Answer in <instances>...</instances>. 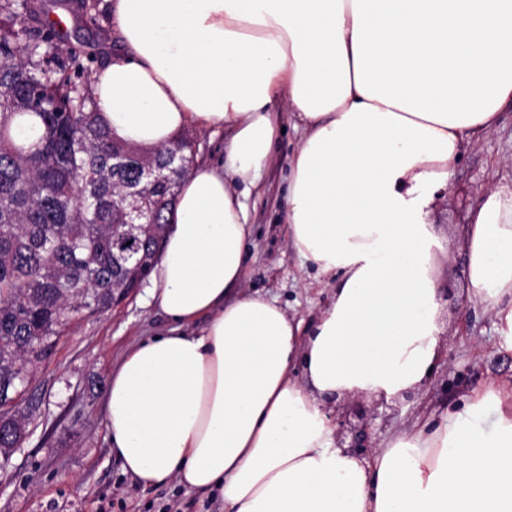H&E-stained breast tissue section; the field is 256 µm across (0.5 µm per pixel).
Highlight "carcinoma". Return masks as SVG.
Segmentation results:
<instances>
[{
  "mask_svg": "<svg viewBox=\"0 0 512 512\" xmlns=\"http://www.w3.org/2000/svg\"><path fill=\"white\" fill-rule=\"evenodd\" d=\"M33 0H0V393L35 365L76 315L106 312L153 272L169 214L195 153L187 135L143 149L118 142L100 116L95 59L33 26ZM39 132L27 148L13 125ZM32 400L0 456L21 447Z\"/></svg>",
  "mask_w": 512,
  "mask_h": 512,
  "instance_id": "cac0c4a2",
  "label": "carcinoma"
}]
</instances>
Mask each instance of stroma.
Returning <instances> with one entry per match:
<instances>
[{"instance_id":"1","label":"stroma","mask_w":512,"mask_h":512,"mask_svg":"<svg viewBox=\"0 0 512 512\" xmlns=\"http://www.w3.org/2000/svg\"><path fill=\"white\" fill-rule=\"evenodd\" d=\"M96 3L98 27L73 18L65 34L103 62L123 45L106 0ZM100 28L107 38L97 36ZM282 119L285 131L263 174V191L249 200L254 231L238 291L275 301L290 318L309 324L330 302L335 281L318 273L287 242L288 159L299 134L291 112H283ZM493 187L512 189L511 108L503 110L495 129L465 149L450 189L439 194L429 217L451 234L442 276L452 288L442 315L448 361L437 365L412 398L389 401L371 431L372 445L461 404L467 389L490 381L512 382V353L500 350L492 313L475 301L467 314L457 312L468 292L458 229ZM169 327L147 288L141 287L100 315L73 319L56 337L29 373V395L39 407L21 448L0 466V512H224L219 497L174 480L143 488L123 473L107 437L105 399L114 371L130 349Z\"/></svg>"}]
</instances>
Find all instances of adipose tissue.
Here are the masks:
<instances>
[{
    "label": "adipose tissue",
    "instance_id": "adipose-tissue-1",
    "mask_svg": "<svg viewBox=\"0 0 512 512\" xmlns=\"http://www.w3.org/2000/svg\"><path fill=\"white\" fill-rule=\"evenodd\" d=\"M124 51L95 74L113 139L169 145L224 129L226 160L182 179L151 298L171 322L112 376L107 429L124 473L218 493L224 512H512V384L392 436L338 447L329 397L420 389L443 353L428 221L466 146L512 105V0H112ZM299 120L285 223L334 278L304 326L240 284L248 194ZM472 293L512 352V190L463 229Z\"/></svg>",
    "mask_w": 512,
    "mask_h": 512
}]
</instances>
